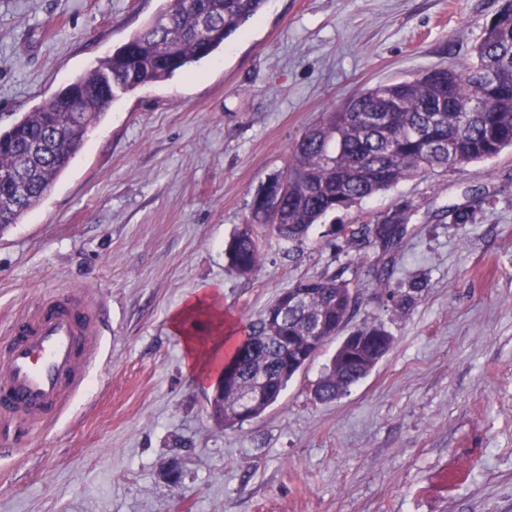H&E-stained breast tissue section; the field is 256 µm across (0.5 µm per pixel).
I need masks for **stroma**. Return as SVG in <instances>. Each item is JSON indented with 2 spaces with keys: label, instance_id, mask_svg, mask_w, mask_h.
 <instances>
[{
  "label": "stroma",
  "instance_id": "35a3bbf8",
  "mask_svg": "<svg viewBox=\"0 0 512 512\" xmlns=\"http://www.w3.org/2000/svg\"><path fill=\"white\" fill-rule=\"evenodd\" d=\"M500 4L268 0L223 49L117 95L51 191L0 233V337L69 289L100 309L104 338L57 423H0V512H512V149L407 179L303 241L263 235L253 277L225 255L323 112L466 63ZM164 5L0 0V130ZM393 214L407 234L382 288L380 248L349 247L336 228ZM338 272L357 292L349 329L384 326L390 351L322 403L328 343L259 418L217 426L174 313L207 288L238 328L298 281Z\"/></svg>",
  "mask_w": 512,
  "mask_h": 512
}]
</instances>
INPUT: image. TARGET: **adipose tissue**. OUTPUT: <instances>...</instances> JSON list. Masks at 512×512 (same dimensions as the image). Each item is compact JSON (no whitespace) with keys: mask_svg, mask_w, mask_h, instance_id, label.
<instances>
[{"mask_svg":"<svg viewBox=\"0 0 512 512\" xmlns=\"http://www.w3.org/2000/svg\"><path fill=\"white\" fill-rule=\"evenodd\" d=\"M201 308L208 309L215 322V331L209 341L206 342L185 330L186 318ZM173 326L176 332L182 333L184 336L185 362L189 370L202 380L215 374L214 362L224 355L222 346L224 318L221 310L215 307L212 302L211 291L202 292L200 299L193 301L178 312L173 318Z\"/></svg>","mask_w":512,"mask_h":512,"instance_id":"adipose-tissue-1","label":"adipose tissue"}]
</instances>
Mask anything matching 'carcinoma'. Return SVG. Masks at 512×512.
<instances>
[{
    "label": "carcinoma",
    "mask_w": 512,
    "mask_h": 512,
    "mask_svg": "<svg viewBox=\"0 0 512 512\" xmlns=\"http://www.w3.org/2000/svg\"><path fill=\"white\" fill-rule=\"evenodd\" d=\"M267 0H167V7L98 67L75 78L32 112L0 131V233L18 224L66 171L89 130L110 107L112 88L131 93L161 82L210 56ZM512 147V0H502L485 25L471 60L409 80L378 84L333 106L291 148L286 171L261 185L250 218L225 249L228 266L252 277L262 266L261 234L268 230L301 241L328 214L347 211L399 182L439 169L464 168ZM340 231L353 247L378 244L386 254L407 233L405 218ZM308 289L300 306L272 326L261 316L244 335L224 339V366L236 374L224 416L234 429L274 405L303 360L348 324L355 308L350 282L338 275L296 284ZM366 340L333 355L314 389L332 402L367 377L391 349L379 326L362 328ZM263 380L264 401L247 415L236 412Z\"/></svg>",
    "instance_id": "carcinoma-1"
}]
</instances>
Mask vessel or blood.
I'll use <instances>...</instances> for the list:
<instances>
[{
	"label": "vessel or blood",
	"mask_w": 512,
	"mask_h": 512,
	"mask_svg": "<svg viewBox=\"0 0 512 512\" xmlns=\"http://www.w3.org/2000/svg\"><path fill=\"white\" fill-rule=\"evenodd\" d=\"M101 345L96 309L85 298L45 297L0 338V417L57 421L85 388Z\"/></svg>",
	"instance_id": "b4317fda"
}]
</instances>
